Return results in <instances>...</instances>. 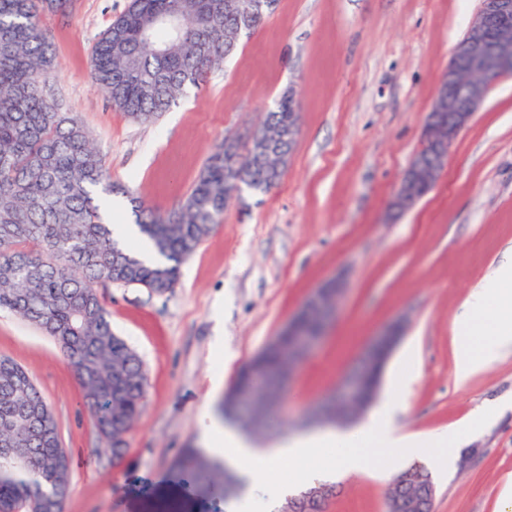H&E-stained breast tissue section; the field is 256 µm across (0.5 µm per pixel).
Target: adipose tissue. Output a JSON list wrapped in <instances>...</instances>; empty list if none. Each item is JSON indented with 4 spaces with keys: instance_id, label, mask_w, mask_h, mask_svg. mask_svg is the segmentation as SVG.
<instances>
[{
    "instance_id": "ef3b65f1",
    "label": "adipose tissue",
    "mask_w": 512,
    "mask_h": 512,
    "mask_svg": "<svg viewBox=\"0 0 512 512\" xmlns=\"http://www.w3.org/2000/svg\"><path fill=\"white\" fill-rule=\"evenodd\" d=\"M494 319L480 343L469 340L472 323L486 308ZM512 349V253L501 258L494 276L482 281L467 296L454 327V358L457 383L467 382L483 371L503 351ZM396 409L385 404L369 420L352 430L323 429L281 441L276 447H251L237 434L227 431L220 420L211 419L201 427V440L213 453L245 480L239 498L229 500L225 512H274L278 503L297 488L342 473L353 475L373 471H393L406 460L422 439L400 429L394 420ZM482 421L474 415L466 422L431 435L430 456L439 469L453 463L451 450L457 447ZM284 460L297 462L292 476L277 475Z\"/></svg>"
}]
</instances>
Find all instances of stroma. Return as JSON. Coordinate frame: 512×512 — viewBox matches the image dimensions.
<instances>
[{"mask_svg": "<svg viewBox=\"0 0 512 512\" xmlns=\"http://www.w3.org/2000/svg\"><path fill=\"white\" fill-rule=\"evenodd\" d=\"M130 3L74 0L68 15L44 20L56 97L122 186L115 208L128 215L137 201L162 215L177 210L210 155L227 142L249 146L291 86L300 136L275 186L234 193L174 288L99 287L114 332L147 375L146 404L121 458L106 451L54 338L0 311V355L33 377L71 456L64 512H208L204 497L183 493L171 464L196 447L204 415L220 410L224 394L213 391L212 373L223 368L232 385L336 277L343 300L288 382L282 432L302 433L371 340L403 321L375 402H398L396 423L422 437L496 406L458 449L455 469L433 478L434 512H495L512 474V351L457 385L453 323L512 245V77L492 85L431 190L408 210L391 206L479 0H278L223 66L149 123L115 110L90 75L97 39ZM393 479L376 471L336 480L325 512H385Z\"/></svg>", "mask_w": 512, "mask_h": 512, "instance_id": "stroma-1", "label": "stroma"}]
</instances>
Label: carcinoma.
I'll return each mask as SVG.
<instances>
[{
    "label": "carcinoma",
    "mask_w": 512,
    "mask_h": 512,
    "mask_svg": "<svg viewBox=\"0 0 512 512\" xmlns=\"http://www.w3.org/2000/svg\"><path fill=\"white\" fill-rule=\"evenodd\" d=\"M70 5L0 0V310L57 340L112 451L124 447L143 411L147 376L137 353L112 331L98 285L170 290L180 264L220 223L240 185L266 191L283 169L255 155L244 171H235L224 165L221 148L178 210L167 216L135 211L140 235L163 261L146 263L119 246L98 200V192H114L103 156L55 97L58 73L41 15L64 13ZM268 15L253 0H239L235 13L224 12V0H131L94 45L92 78L113 107L152 122ZM267 122L282 135L274 149L283 166L292 147L288 129L296 123L288 94ZM286 347L285 329L239 371L224 397V415L256 440L268 438L288 380ZM243 387L255 405L248 418L237 407ZM11 448L29 449L27 460L18 461ZM174 469L190 489L216 490L213 512H224V501L242 488L235 471L193 448ZM62 489H69V458L52 413L29 373L0 356V512H46Z\"/></svg>",
    "instance_id": "carcinoma-1"
}]
</instances>
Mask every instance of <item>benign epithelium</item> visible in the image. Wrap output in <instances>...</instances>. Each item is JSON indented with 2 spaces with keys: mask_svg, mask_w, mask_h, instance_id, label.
<instances>
[{
  "mask_svg": "<svg viewBox=\"0 0 512 512\" xmlns=\"http://www.w3.org/2000/svg\"><path fill=\"white\" fill-rule=\"evenodd\" d=\"M503 76H512V0H480V7L466 35L454 47L448 69L437 87L434 109L448 112L444 139L436 141L438 133L430 116L424 146L430 148L441 143L451 148L483 105L492 84ZM342 294V281L329 280L315 290L304 307L317 306L334 314ZM403 334L404 324L400 321L385 327L367 348L359 372L343 384L334 398L318 408L316 415L344 421L364 412L369 402L359 397L358 389L371 382L372 367L377 362L387 363ZM288 335L297 337L286 352L291 372L320 340L321 333L302 331L292 319L288 322ZM332 494L329 487H311L298 498L285 502L281 512H319ZM389 494L400 497L404 512H427L433 504L435 489L423 474H401Z\"/></svg>",
  "mask_w": 512,
  "mask_h": 512,
  "instance_id": "benign-epithelium-1",
  "label": "benign epithelium"
}]
</instances>
